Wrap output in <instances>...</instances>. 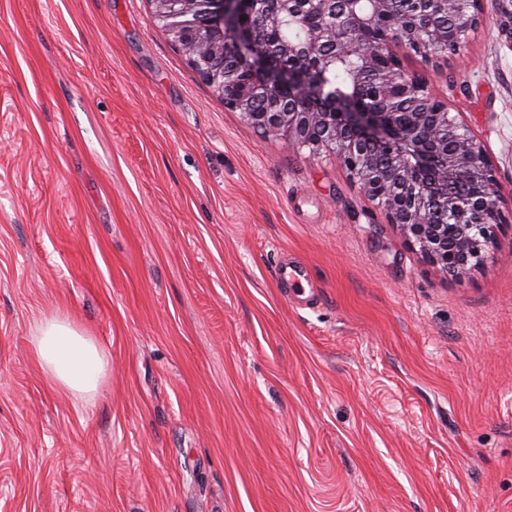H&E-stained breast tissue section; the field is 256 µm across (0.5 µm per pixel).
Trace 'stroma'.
<instances>
[{
  "label": "stroma",
  "mask_w": 512,
  "mask_h": 512,
  "mask_svg": "<svg viewBox=\"0 0 512 512\" xmlns=\"http://www.w3.org/2000/svg\"><path fill=\"white\" fill-rule=\"evenodd\" d=\"M485 9L407 65L510 188ZM49 317L109 356L89 401L32 355ZM0 512H512V223L450 278L331 153L225 109L150 0H0Z\"/></svg>",
  "instance_id": "obj_1"
}]
</instances>
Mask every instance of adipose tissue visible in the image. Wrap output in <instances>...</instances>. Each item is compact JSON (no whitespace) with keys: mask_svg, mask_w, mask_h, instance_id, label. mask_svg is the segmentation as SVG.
I'll use <instances>...</instances> for the list:
<instances>
[{"mask_svg":"<svg viewBox=\"0 0 512 512\" xmlns=\"http://www.w3.org/2000/svg\"><path fill=\"white\" fill-rule=\"evenodd\" d=\"M30 341L37 363L61 388L80 399L98 391L108 359L92 338L51 317L35 326Z\"/></svg>","mask_w":512,"mask_h":512,"instance_id":"obj_1","label":"adipose tissue"}]
</instances>
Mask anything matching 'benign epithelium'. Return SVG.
<instances>
[{"label": "benign epithelium", "mask_w": 512, "mask_h": 512, "mask_svg": "<svg viewBox=\"0 0 512 512\" xmlns=\"http://www.w3.org/2000/svg\"><path fill=\"white\" fill-rule=\"evenodd\" d=\"M153 16L224 106L290 148L328 150L419 247L430 263L462 279L482 260L494 228L509 223L493 161L467 125L448 112L404 58L438 67L482 25L485 0H150ZM512 50V0H494ZM303 31L275 41L281 20ZM353 58L372 77L337 100L314 88L289 96L306 70L329 56ZM241 71L250 79L236 86ZM408 98L414 109L396 111ZM373 146L386 157L374 164ZM465 181L467 197L449 191Z\"/></svg>", "instance_id": "benign-epithelium-1"}]
</instances>
